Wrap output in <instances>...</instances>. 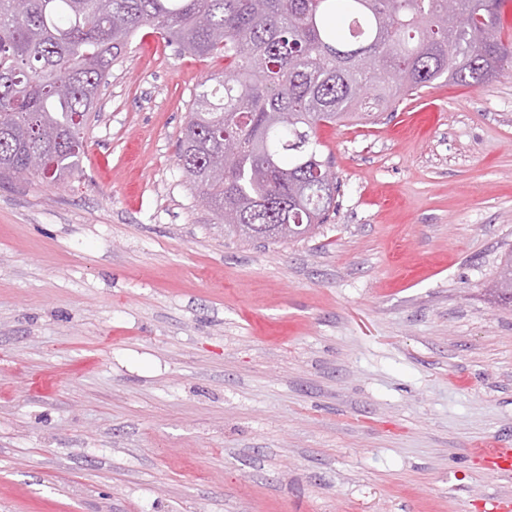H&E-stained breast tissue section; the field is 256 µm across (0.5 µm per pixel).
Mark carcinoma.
I'll return each instance as SVG.
<instances>
[{
	"label": "carcinoma",
	"mask_w": 512,
	"mask_h": 512,
	"mask_svg": "<svg viewBox=\"0 0 512 512\" xmlns=\"http://www.w3.org/2000/svg\"><path fill=\"white\" fill-rule=\"evenodd\" d=\"M508 0H0V172L39 156L50 180L79 169L80 131L135 32L220 56L182 131L178 166L225 229L305 237L336 207L316 136L374 119L440 79L480 85L512 62ZM467 16L458 25L455 16ZM236 144L224 164V144ZM495 287L512 301V250Z\"/></svg>",
	"instance_id": "carcinoma-1"
}]
</instances>
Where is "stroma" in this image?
<instances>
[{
  "instance_id": "1",
  "label": "stroma",
  "mask_w": 512,
  "mask_h": 512,
  "mask_svg": "<svg viewBox=\"0 0 512 512\" xmlns=\"http://www.w3.org/2000/svg\"><path fill=\"white\" fill-rule=\"evenodd\" d=\"M141 27L63 182L0 180V512H481L512 497V65L321 125L336 209L229 233L177 165L203 78ZM495 288L504 299L512 302V250L504 252L496 272ZM473 458L479 460L486 473L496 479L512 478V446L488 444L471 448Z\"/></svg>"
}]
</instances>
